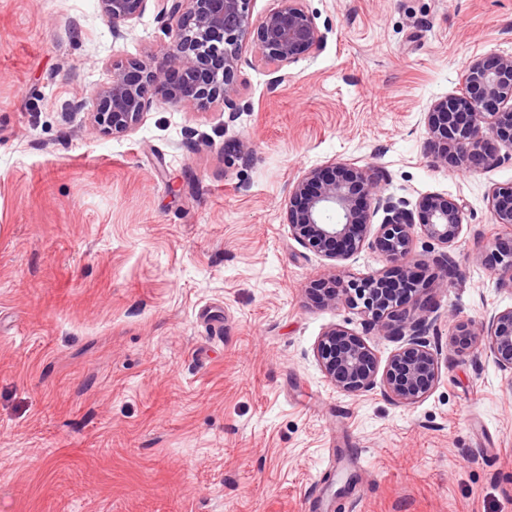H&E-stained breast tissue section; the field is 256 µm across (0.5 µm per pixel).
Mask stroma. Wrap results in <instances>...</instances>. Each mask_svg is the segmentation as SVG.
Segmentation results:
<instances>
[{"label":"stroma","mask_w":512,"mask_h":512,"mask_svg":"<svg viewBox=\"0 0 512 512\" xmlns=\"http://www.w3.org/2000/svg\"><path fill=\"white\" fill-rule=\"evenodd\" d=\"M305 5L322 50L278 81L244 52L235 116L155 105L112 137L75 109L170 43L155 0L120 37L98 0H0V512H309L316 487L330 512H512V374L449 347L512 307L489 203L512 149L440 167L423 122L471 60L512 55V0ZM334 161L463 207L413 405L337 392L314 356L334 325L398 347L307 293L328 269L284 199Z\"/></svg>","instance_id":"stroma-1"}]
</instances>
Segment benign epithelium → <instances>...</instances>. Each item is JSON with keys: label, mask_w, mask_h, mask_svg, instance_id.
Returning a JSON list of instances; mask_svg holds the SVG:
<instances>
[{"label": "benign epithelium", "mask_w": 512, "mask_h": 512, "mask_svg": "<svg viewBox=\"0 0 512 512\" xmlns=\"http://www.w3.org/2000/svg\"><path fill=\"white\" fill-rule=\"evenodd\" d=\"M147 0H99L104 19L120 36L141 18ZM160 13L172 41L161 56L112 65L109 83L94 95L84 124L96 134L125 136L142 122L155 103L170 108H205L219 102L238 111L237 77L243 42L257 28L255 56L280 71L301 56L319 51L323 37L304 0H279L280 6L252 19L251 0H159ZM431 154L439 165L468 169L482 165L498 143L512 148V57L492 56L470 62L462 76L461 94L435 101L425 113ZM495 223L512 227V185L491 194ZM292 238L327 260L328 277L317 280L308 294L326 305L341 300L363 315L366 329L393 336L401 345L380 366L379 358L357 334L342 327L326 330L315 346L325 377L341 392L360 395L382 386L395 404L426 398L439 381L442 347L430 335L437 321L434 297L425 279L402 268L421 235L440 247L430 262V276L443 286L453 283L456 263L450 249L462 235V205L442 194L423 197L408 207L383 194L369 166L334 162L308 170L290 184L284 201ZM336 213V222L326 214ZM383 212L372 231V218ZM379 249L400 273L344 279V262L365 245ZM494 262L512 291V236L493 242ZM419 299L408 306L411 298ZM460 346H482L497 367L512 374V307L494 310L478 324L456 329Z\"/></svg>", "instance_id": "7a95c632"}]
</instances>
